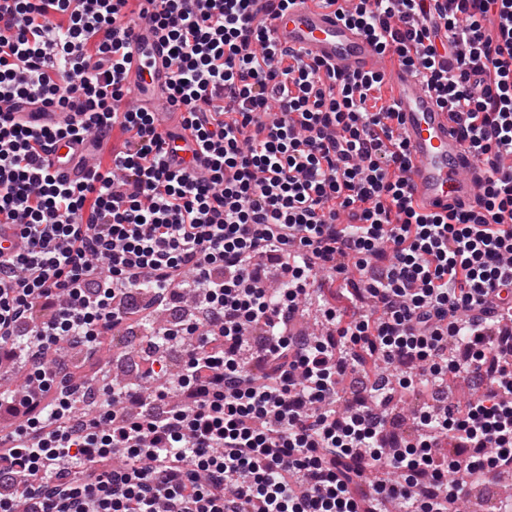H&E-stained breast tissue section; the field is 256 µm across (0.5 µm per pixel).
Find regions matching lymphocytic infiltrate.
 <instances>
[{"label": "lymphocytic infiltrate", "instance_id": "lymphocytic-infiltrate-1", "mask_svg": "<svg viewBox=\"0 0 512 512\" xmlns=\"http://www.w3.org/2000/svg\"><path fill=\"white\" fill-rule=\"evenodd\" d=\"M129 2L0 0V224L26 244L0 247V369L24 375L0 393V512H359L368 468L380 501L459 512L512 465V0H321L455 112L485 179L477 208L449 213L412 203L384 74L269 41V9L294 0H138L171 50L179 126L122 109ZM116 128L110 170L46 165L56 141ZM175 135L191 164L170 162ZM322 274L374 313L321 304L330 331H292ZM175 295L201 316L150 337L154 394L62 387L64 349L94 354ZM365 354L405 368L399 387L440 395L452 371L474 397L388 436L393 388L336 408Z\"/></svg>", "mask_w": 512, "mask_h": 512}]
</instances>
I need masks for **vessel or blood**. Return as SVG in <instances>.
Listing matches in <instances>:
<instances>
[{
    "instance_id": "obj_1",
    "label": "vessel or blood",
    "mask_w": 512,
    "mask_h": 512,
    "mask_svg": "<svg viewBox=\"0 0 512 512\" xmlns=\"http://www.w3.org/2000/svg\"><path fill=\"white\" fill-rule=\"evenodd\" d=\"M271 40L285 50H301L338 72L384 73L393 89L399 133L410 156L409 187L414 206L422 211L461 210L474 205L480 192L482 166L469 153L457 133L450 111L440 108L435 95L414 73L378 54L358 29L342 21L334 9L317 0H295L288 11L268 20ZM131 62L125 83L134 98L159 97L169 72L164 41L135 24ZM81 146L74 140L58 141L47 155L52 170L78 178L75 162Z\"/></svg>"
}]
</instances>
